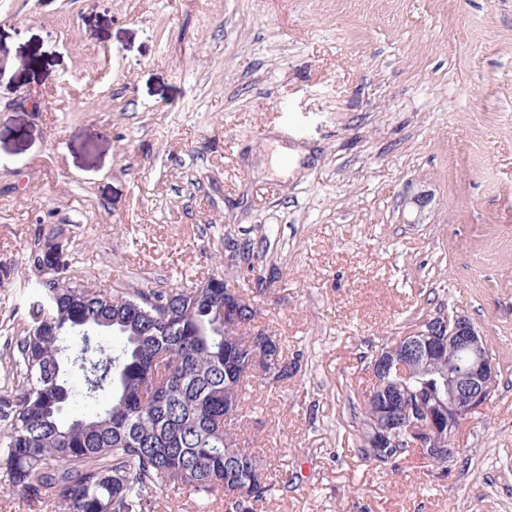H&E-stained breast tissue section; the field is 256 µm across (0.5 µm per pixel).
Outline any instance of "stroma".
<instances>
[{
  "instance_id": "obj_1",
  "label": "stroma",
  "mask_w": 512,
  "mask_h": 512,
  "mask_svg": "<svg viewBox=\"0 0 512 512\" xmlns=\"http://www.w3.org/2000/svg\"><path fill=\"white\" fill-rule=\"evenodd\" d=\"M0 57V395L42 275L181 288L246 247L300 365L247 392L255 512H512V0H0ZM441 306L496 385L446 468L381 465L370 358Z\"/></svg>"
}]
</instances>
